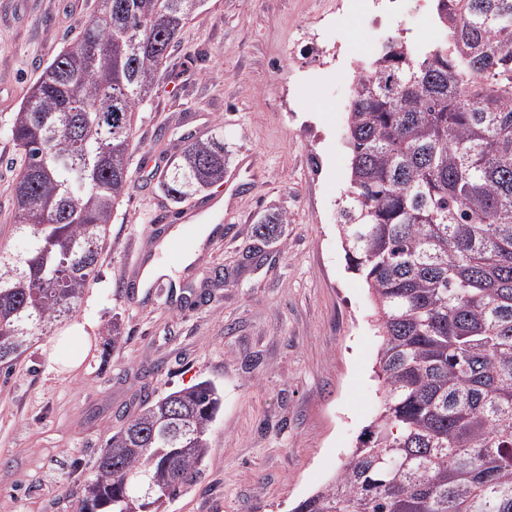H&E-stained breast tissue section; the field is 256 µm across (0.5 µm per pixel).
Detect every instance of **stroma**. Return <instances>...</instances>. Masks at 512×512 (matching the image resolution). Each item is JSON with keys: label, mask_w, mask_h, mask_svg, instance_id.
I'll return each mask as SVG.
<instances>
[{"label": "stroma", "mask_w": 512, "mask_h": 512, "mask_svg": "<svg viewBox=\"0 0 512 512\" xmlns=\"http://www.w3.org/2000/svg\"><path fill=\"white\" fill-rule=\"evenodd\" d=\"M387 0H205L181 29L158 86L135 114L131 187L108 226L97 279L75 315L0 378V512H74L80 481L121 412L199 381L222 396L203 474L164 512H291L359 445L381 400L379 339L363 278L336 226L350 179L346 87L357 63L399 35L443 36L433 12L384 15ZM97 0H0V249L12 230L18 160L6 131L44 66L94 18ZM317 27L341 51L297 71L289 50ZM223 134L225 174L259 176L224 198V224L178 288L134 296L126 278L175 207L157 180L189 130ZM286 215L282 241L255 227ZM121 343L104 350L112 323ZM92 338L57 373L63 333ZM75 336H72L68 341H67V349H68V360L66 362H62V363H59L55 357H54V353L53 351L50 353V361L55 363V364H60L61 365V369L60 371L61 372H65V371H71V370H74L76 369L77 367H79L82 362L84 361L86 355H87V352H88V349H89V346H90V336H79L82 340V343L78 346H72L71 345V341L72 339L74 338ZM84 337V339H83ZM84 340H85V343H84Z\"/></svg>", "instance_id": "1"}]
</instances>
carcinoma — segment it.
<instances>
[{"label": "carcinoma", "mask_w": 512, "mask_h": 512, "mask_svg": "<svg viewBox=\"0 0 512 512\" xmlns=\"http://www.w3.org/2000/svg\"><path fill=\"white\" fill-rule=\"evenodd\" d=\"M205 0H98L29 88L14 232L0 250V371L75 313L130 187L133 117ZM444 38L383 43L354 77L338 233L380 338L381 410L292 512H512V0H436ZM224 136L187 144L176 201L224 180ZM288 217L256 230L275 240ZM221 406L209 380L127 416L75 512H161L194 484Z\"/></svg>", "instance_id": "cac0c4a2"}]
</instances>
